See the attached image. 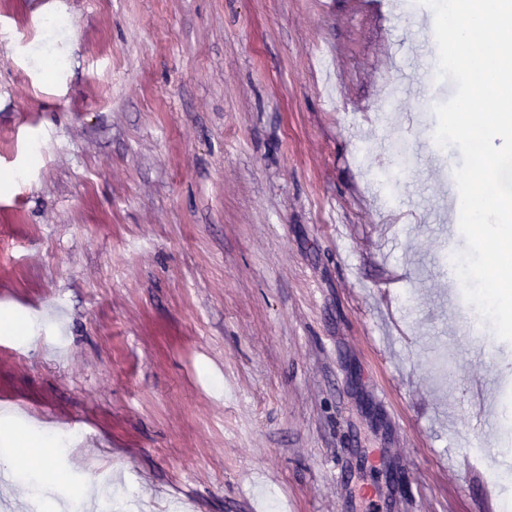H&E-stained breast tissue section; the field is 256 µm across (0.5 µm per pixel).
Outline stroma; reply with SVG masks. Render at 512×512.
Segmentation results:
<instances>
[{"label": "stroma", "mask_w": 512, "mask_h": 512, "mask_svg": "<svg viewBox=\"0 0 512 512\" xmlns=\"http://www.w3.org/2000/svg\"><path fill=\"white\" fill-rule=\"evenodd\" d=\"M433 22L423 0H0V455L73 447L38 442L0 500L478 512L494 480L512 512V342L454 304L461 153L423 151L455 85L421 114L402 89L438 66ZM467 441L484 456L445 462Z\"/></svg>", "instance_id": "35a3bbf8"}]
</instances>
